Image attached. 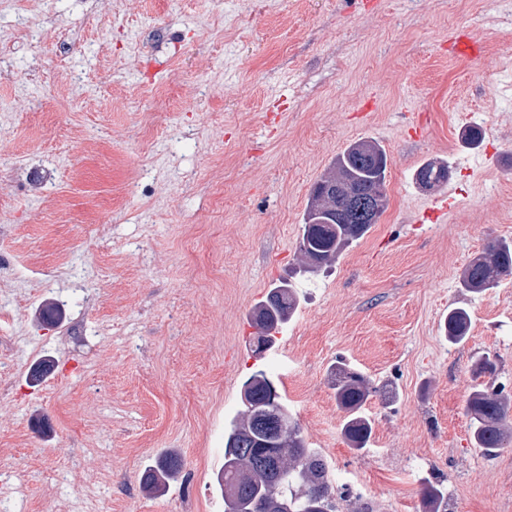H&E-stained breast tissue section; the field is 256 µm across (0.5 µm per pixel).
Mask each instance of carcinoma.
<instances>
[{
  "mask_svg": "<svg viewBox=\"0 0 512 512\" xmlns=\"http://www.w3.org/2000/svg\"><path fill=\"white\" fill-rule=\"evenodd\" d=\"M386 163V152L378 143L356 142L336 157L324 178L369 197L386 173ZM447 179L446 165L431 162L417 172V180L423 184L437 185ZM335 206L332 198L309 194L298 250L311 268L331 265L372 227L365 220L343 221L337 217ZM509 275L512 243L496 240L469 262L460 279L467 292L481 294L498 287ZM297 307L298 292L292 284L282 281L270 289L254 309L255 353L272 346L275 333ZM469 327L466 308L448 310L445 333L450 343L464 342ZM473 374L477 378L487 376L489 382L477 385L465 401L471 442L483 455L492 457L512 443V393L495 384L496 365L488 355L474 363ZM333 386L336 402L345 413L344 437L352 448L361 451L372 435L371 420L364 413L370 383L338 361ZM242 398L245 410L224 437V465L215 477L224 497V512H338L327 462L317 449L309 447L271 376L264 370L255 371L242 385ZM181 469V458L169 455L147 467L140 484L145 491L156 493ZM422 495L426 512H448V489L443 483L424 480Z\"/></svg>",
  "mask_w": 512,
  "mask_h": 512,
  "instance_id": "carcinoma-1",
  "label": "carcinoma"
}]
</instances>
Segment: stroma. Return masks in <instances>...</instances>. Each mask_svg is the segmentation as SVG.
I'll return each instance as SVG.
<instances>
[{
  "instance_id": "stroma-1",
  "label": "stroma",
  "mask_w": 512,
  "mask_h": 512,
  "mask_svg": "<svg viewBox=\"0 0 512 512\" xmlns=\"http://www.w3.org/2000/svg\"><path fill=\"white\" fill-rule=\"evenodd\" d=\"M468 34L478 57L453 50ZM360 140L387 154L386 209L305 270L310 189ZM427 162L445 186L415 181ZM448 188L443 221L415 223ZM497 239L512 0H0V512H224V429L259 368L356 512H422L426 477L448 512H512V446L482 456L464 412L484 354L512 391V275L460 282ZM282 281L300 304L258 360L253 310ZM340 361L373 387L361 451ZM167 451L181 473L143 492ZM470 327V315L465 307L458 306L448 310L445 320V333L452 344H460L467 339Z\"/></svg>"
}]
</instances>
